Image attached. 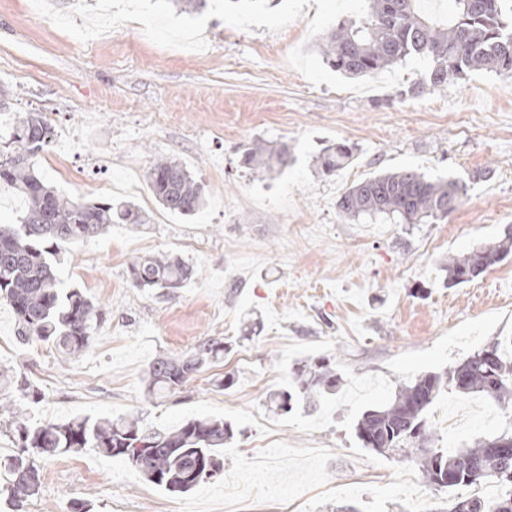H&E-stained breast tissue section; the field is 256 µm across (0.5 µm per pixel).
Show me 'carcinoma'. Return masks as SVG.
<instances>
[{
  "label": "carcinoma",
  "mask_w": 512,
  "mask_h": 512,
  "mask_svg": "<svg viewBox=\"0 0 512 512\" xmlns=\"http://www.w3.org/2000/svg\"><path fill=\"white\" fill-rule=\"evenodd\" d=\"M455 12L442 20L423 12L418 0H370L358 20L338 24L318 50L334 71L367 77L413 56L429 60L428 71L410 89L412 94L442 87L476 71L512 77V0H455ZM53 129L40 112L23 113L11 128L6 157L0 159V186L23 197L26 208L18 224L0 225V299L11 306L17 335L26 342H42L65 356L85 351L93 337V320L103 316L100 306L79 288H57L53 261L67 246L106 232L113 224L141 223L136 204L118 206L107 201L89 203L66 198L48 186L37 171L40 153L49 146ZM355 147L346 140L324 147L319 164L333 175L353 159ZM288 145L255 141L244 148L243 167L268 174L287 165ZM147 179L156 202L172 214L190 216L204 205L202 185L172 158H160ZM467 183L460 179H429L403 168L379 172L347 188L337 208L352 219L381 217L395 224L444 220L461 203ZM512 252V232L500 240L448 258L446 285L469 283ZM194 268L168 255L137 258L129 266L134 287L180 288ZM226 346L214 338L200 340L181 354L155 357L146 371V394L151 399L179 391L197 374L224 359ZM340 376L332 363L317 360L293 372L297 393L272 392L268 405L289 412L292 397L314 401L336 390ZM17 386L12 401L15 451L9 456L0 493L21 507L36 498L42 486L35 458L94 451L121 460L145 480L170 493H185L224 470V448L235 430L217 418H192L172 432L143 428L135 414L76 417L64 423H33L25 405L40 393L0 369V386ZM455 389L480 394L503 407L512 406V337L499 339L470 353L440 372L401 384L386 404L366 410L355 425L361 447L398 461L413 462L427 483L438 491L495 484L505 493L487 502L480 497L455 495L448 512H512V415L490 437L481 436L467 448H437V431L428 413L440 395Z\"/></svg>",
  "instance_id": "carcinoma-1"
}]
</instances>
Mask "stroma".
I'll return each instance as SVG.
<instances>
[{"instance_id":"stroma-1","label":"stroma","mask_w":512,"mask_h":512,"mask_svg":"<svg viewBox=\"0 0 512 512\" xmlns=\"http://www.w3.org/2000/svg\"><path fill=\"white\" fill-rule=\"evenodd\" d=\"M365 0H208L181 13L170 0H0V87L15 113H43L71 152H42L38 169L59 193L132 201L144 222L115 224L72 244L58 285L103 310L91 346L66 357L16 336L0 303V367L41 392L33 422L133 413L167 431L191 417L238 431L221 475L186 493L146 482L112 458L85 452L38 460L37 499L0 512H252L290 491L299 512H405L414 492L439 512L414 464L361 448L354 426L399 384L438 372L512 336V254L474 281L445 287L448 257L502 238L512 226V78L483 71L419 96L426 70L411 59L350 79L317 50ZM355 144L352 162L322 174L328 144ZM287 143L282 170L256 173L243 145ZM181 161L205 189L191 216L164 211L148 184L110 190L128 162ZM461 178L467 194L439 224H371L339 213L343 191L383 169ZM178 255L196 275L170 294L135 288L128 266ZM224 341L222 361L186 387L147 399L144 371L201 339ZM326 358L336 394L278 415L265 398L291 386L296 366ZM232 376L228 388L217 379Z\"/></svg>"}]
</instances>
